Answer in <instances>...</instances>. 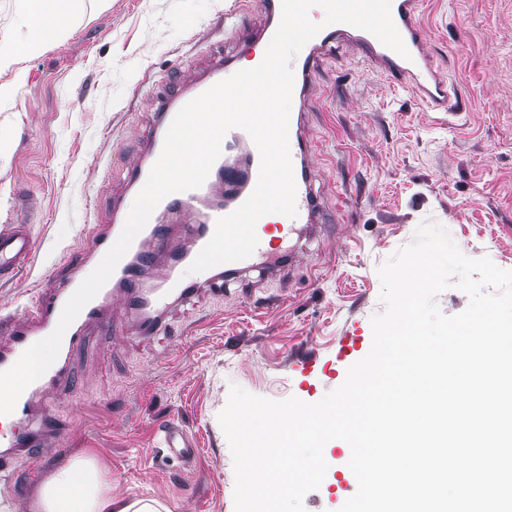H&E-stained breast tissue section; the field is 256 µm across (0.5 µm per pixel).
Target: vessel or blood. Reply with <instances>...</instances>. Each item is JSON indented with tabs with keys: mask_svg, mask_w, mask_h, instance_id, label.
Returning <instances> with one entry per match:
<instances>
[{
	"mask_svg": "<svg viewBox=\"0 0 512 512\" xmlns=\"http://www.w3.org/2000/svg\"><path fill=\"white\" fill-rule=\"evenodd\" d=\"M263 3L265 21L249 36L254 48L252 62L256 65L263 61L281 19V0H263ZM417 6L418 0H391V16L409 52L408 57H401L365 30L336 23L313 37L308 43V53L295 63L288 138L296 183L297 215L289 218L281 214H268L260 218V226L275 231V241L259 237L250 257L204 271L203 281L197 282L186 276L188 267L210 241L217 220L239 207L257 184L260 155L250 136L243 130L234 129L226 134L221 154L202 187L173 193L160 201L156 216L150 217L136 236L107 284L83 307L65 331L54 363L23 391L7 423H0L1 475L11 473L20 460L37 463L48 441L66 435V421L41 409L38 395L41 390L63 389L70 384L71 358L82 346L88 326L106 327L110 324L107 307L113 289L124 290L126 308L135 320L138 334L150 336L160 330L173 307L191 299L199 285H208L213 292L219 293L226 279L254 269L277 274L282 262L292 258L288 243L298 225L317 226L319 204L312 188L313 170L309 164L315 144L306 133L305 117L312 98V79L319 65V57L330 43L341 39L348 41L374 68L388 74L433 107L448 109L451 103L448 82L430 65L424 51L422 24L416 18ZM242 68L237 56L218 53L213 56L207 74L191 84L165 88L157 93L156 120L149 145L140 161L127 174L126 194L111 201L105 222L87 225L86 235L90 246L83 261L71 268L58 286L41 289L23 318L15 322L5 336L0 337V371L10 368L29 346L55 330L67 300L116 241L136 196L163 149L167 130L177 112L187 102ZM220 188L227 195L226 205L196 215L190 223L179 225L174 234L169 233L166 225L159 223V214H177L192 209L197 201L213 195ZM32 251L31 237L24 225L14 224L0 230V278L14 276ZM160 256L167 260L164 275L146 279L145 269L151 267ZM163 442L169 452L179 458L190 459L196 455L185 429L180 425L170 424L164 431Z\"/></svg>",
	"mask_w": 512,
	"mask_h": 512,
	"instance_id": "b4317fda",
	"label": "vessel or blood"
}]
</instances>
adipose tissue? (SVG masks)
<instances>
[{"mask_svg":"<svg viewBox=\"0 0 512 512\" xmlns=\"http://www.w3.org/2000/svg\"><path fill=\"white\" fill-rule=\"evenodd\" d=\"M32 512H170L150 498H117L108 468L92 454H82L48 475L38 486Z\"/></svg>","mask_w":512,"mask_h":512,"instance_id":"1","label":"adipose tissue"}]
</instances>
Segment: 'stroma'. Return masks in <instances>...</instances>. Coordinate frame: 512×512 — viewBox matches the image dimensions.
<instances>
[{
    "mask_svg": "<svg viewBox=\"0 0 512 512\" xmlns=\"http://www.w3.org/2000/svg\"><path fill=\"white\" fill-rule=\"evenodd\" d=\"M239 10L250 32L260 0H215L187 12L184 0H66L65 35L37 31L41 0H0V44L41 33L42 50L0 70V227L27 225L35 254L0 281V319L18 318L39 288L58 284L54 262L86 252L94 210L126 193L154 120L156 80L202 75L213 51L246 53L224 27ZM424 48L447 76L460 107L437 112L372 68L343 43L324 52L307 131L318 146L310 165L320 229L302 236L285 275L257 271L199 289L173 309L154 336L128 331L121 298L116 331L89 328L72 359L73 386L46 405L69 430L51 443L40 475L77 454L103 459L112 493L162 501L171 512H235L234 468L218 415L231 385L271 400L320 401L370 352L371 318L385 309L378 268L410 244L418 225L452 227L471 258L512 270V0H421ZM184 426L198 454H162L165 425ZM330 461L306 512H338L357 482L344 465L345 441L330 440ZM36 487L25 463L0 478V512H30Z\"/></svg>",
    "mask_w": 512,
    "mask_h": 512,
    "instance_id": "35a3bbf8",
    "label": "stroma"
}]
</instances>
